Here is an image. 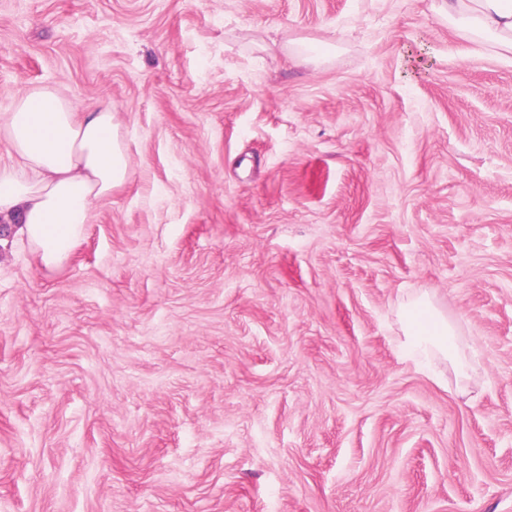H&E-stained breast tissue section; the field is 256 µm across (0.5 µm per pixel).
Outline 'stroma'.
I'll return each instance as SVG.
<instances>
[{"label":"stroma","mask_w":512,"mask_h":512,"mask_svg":"<svg viewBox=\"0 0 512 512\" xmlns=\"http://www.w3.org/2000/svg\"><path fill=\"white\" fill-rule=\"evenodd\" d=\"M129 180L0 247V512H512V55L443 0H0V113ZM431 292L467 377L398 350ZM121 123L109 101L79 106L35 85L0 113V222L47 271L63 267L85 236L94 205L130 177Z\"/></svg>","instance_id":"obj_1"}]
</instances>
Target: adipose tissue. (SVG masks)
I'll return each instance as SVG.
<instances>
[{
	"mask_svg": "<svg viewBox=\"0 0 512 512\" xmlns=\"http://www.w3.org/2000/svg\"><path fill=\"white\" fill-rule=\"evenodd\" d=\"M447 14L474 43L491 38L512 54V0H447ZM120 128L111 102L80 105L51 85L27 88L0 113V222L15 225L43 269L67 263L96 202L129 179ZM401 324L398 345L414 363L455 360L456 326L429 293L402 305Z\"/></svg>",
	"mask_w": 512,
	"mask_h": 512,
	"instance_id": "1",
	"label": "adipose tissue"
}]
</instances>
